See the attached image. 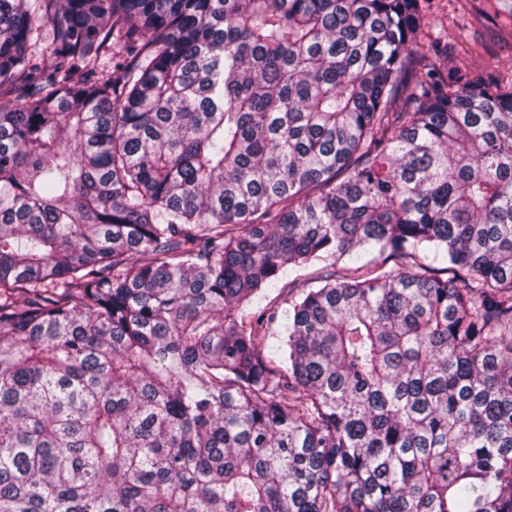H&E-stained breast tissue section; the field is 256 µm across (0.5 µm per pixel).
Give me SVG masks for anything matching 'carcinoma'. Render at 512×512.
<instances>
[{"label":"carcinoma","instance_id":"1","mask_svg":"<svg viewBox=\"0 0 512 512\" xmlns=\"http://www.w3.org/2000/svg\"><path fill=\"white\" fill-rule=\"evenodd\" d=\"M423 2L0 0V512H512V81Z\"/></svg>","mask_w":512,"mask_h":512}]
</instances>
